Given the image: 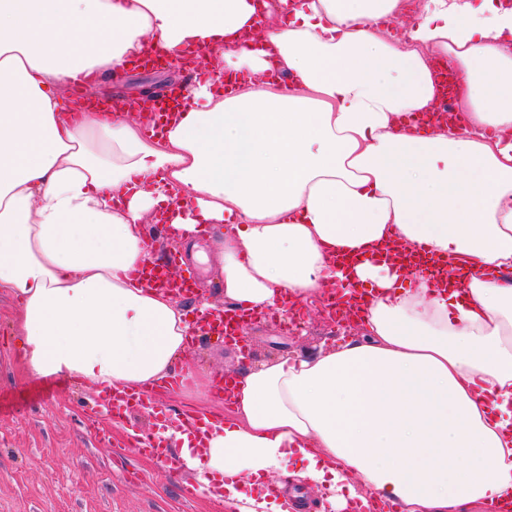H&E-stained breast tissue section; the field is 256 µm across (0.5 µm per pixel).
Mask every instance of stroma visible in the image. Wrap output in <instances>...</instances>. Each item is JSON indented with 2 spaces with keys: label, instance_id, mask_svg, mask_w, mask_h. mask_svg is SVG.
<instances>
[{
  "label": "stroma",
  "instance_id": "1",
  "mask_svg": "<svg viewBox=\"0 0 512 512\" xmlns=\"http://www.w3.org/2000/svg\"><path fill=\"white\" fill-rule=\"evenodd\" d=\"M175 65L127 69L118 81H104L107 93L133 94L181 82ZM183 276L200 288L184 301L186 311L224 304V286L214 264L184 261ZM17 299L0 296V512H226L213 498L186 496L195 477L179 458L160 462L131 452L128 432L155 431L154 414L139 411L126 426L109 422L96 388L76 377L36 378L22 364L15 324ZM340 330L321 316L290 325L267 320L253 326L245 350L205 340L187 357L206 377L200 389L159 394L156 403L172 413L192 410L228 414L215 391L219 377L252 369L286 355L332 347Z\"/></svg>",
  "mask_w": 512,
  "mask_h": 512
}]
</instances>
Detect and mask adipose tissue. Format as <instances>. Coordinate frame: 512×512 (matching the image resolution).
<instances>
[{"label":"adipose tissue","mask_w":512,"mask_h":512,"mask_svg":"<svg viewBox=\"0 0 512 512\" xmlns=\"http://www.w3.org/2000/svg\"><path fill=\"white\" fill-rule=\"evenodd\" d=\"M408 40L377 24L405 0H0V292L20 302L31 375L101 391L199 385L194 328L134 272L143 226L203 260L225 225L224 300L241 312L327 308L364 288L360 335L234 375L202 447L175 432L232 512H295L280 476L338 512H491L512 495V7L425 0ZM160 48L211 62L181 111L138 116L70 94L78 76ZM460 116L427 130L429 60ZM447 258L449 286L379 248ZM435 79L441 90V101L445 112H448V117L453 116V112H456L457 101H456V81L454 75L445 69H438L435 72ZM454 99V105H453Z\"/></svg>","instance_id":"obj_1"}]
</instances>
